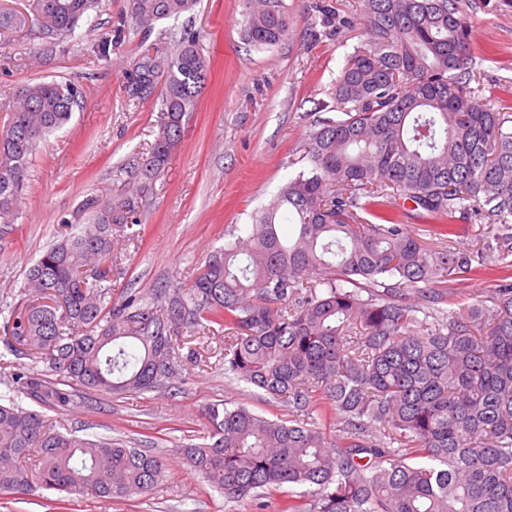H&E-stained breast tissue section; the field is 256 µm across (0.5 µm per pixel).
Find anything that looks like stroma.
Returning <instances> with one entry per match:
<instances>
[{
	"label": "stroma",
	"instance_id": "stroma-1",
	"mask_svg": "<svg viewBox=\"0 0 512 512\" xmlns=\"http://www.w3.org/2000/svg\"><path fill=\"white\" fill-rule=\"evenodd\" d=\"M342 24L323 34L312 24L311 0H284L289 22L281 43L255 49L243 39V0H198L179 19L112 44L107 56L95 54L88 29L109 34L128 9L127 0H101L82 19L75 40L61 42L45 28L25 26L0 34V129L28 82L57 80L79 86L80 105L70 122L41 141L30 160L16 227L0 243V299L17 303L25 272L64 224H85L87 197L123 192L129 179L120 170L135 153L147 154L158 131L159 92L139 101L125 87L144 50L166 55L170 30L192 26L202 36L211 70L185 135L156 180L142 218L140 236L124 252L119 291L147 294L180 273L192 278L211 251L223 246L231 225L251 223L279 190L306 165L308 134L315 106L332 102L336 79L347 58L365 43L362 0H328ZM472 20L476 48L474 73L494 108L512 115V0H459ZM452 245L484 249L479 272L450 280L459 304L492 301V288L504 271L495 260L496 242L477 220H458ZM200 365L181 373L169 388L122 396L96 395L52 417L64 432L97 439L121 438L151 448L167 463V476L150 494L105 500L69 495L65 512H277L276 499L225 501L222 494L190 471L179 446L200 442L202 409L213 403L244 405L273 418L279 404L262 391L224 374V342L212 339Z\"/></svg>",
	"mask_w": 512,
	"mask_h": 512
}]
</instances>
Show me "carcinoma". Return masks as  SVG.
Masks as SVG:
<instances>
[{
	"label": "carcinoma",
	"instance_id": "carcinoma-1",
	"mask_svg": "<svg viewBox=\"0 0 512 512\" xmlns=\"http://www.w3.org/2000/svg\"><path fill=\"white\" fill-rule=\"evenodd\" d=\"M198 0H128L119 33L177 19ZM99 0H33L37 20L72 37ZM244 40L288 35L284 0H245ZM312 16L336 26L314 0ZM366 47L336 79V117L308 135L309 166L211 252L191 283L149 296H113L122 252L114 228H132L195 111L211 67L200 36L183 28L175 49L145 51L125 86L152 93L162 118L149 157H129L136 187L91 197L87 224L29 267L0 341L31 365L0 362L7 383L49 409L88 391H156L185 369V335L224 330V371L288 406L270 419L210 404L206 442L179 449L185 465L228 501L280 495L279 512H512V281L493 307L450 308L418 334L420 299L446 301L448 277L483 265V253L447 246L472 215L505 233L512 268V124L470 86L472 26L457 0H365ZM81 92L69 82L18 90L0 132V228L13 224L30 156L66 125ZM431 224V249L402 218ZM371 216L365 219L362 214ZM367 297H362V293ZM43 364L44 369L35 366ZM342 424L326 430V419ZM165 459L149 448L56 429L53 419L0 401V494L37 490L99 498L148 494ZM304 487L296 495L292 489Z\"/></svg>",
	"mask_w": 512,
	"mask_h": 512
}]
</instances>
